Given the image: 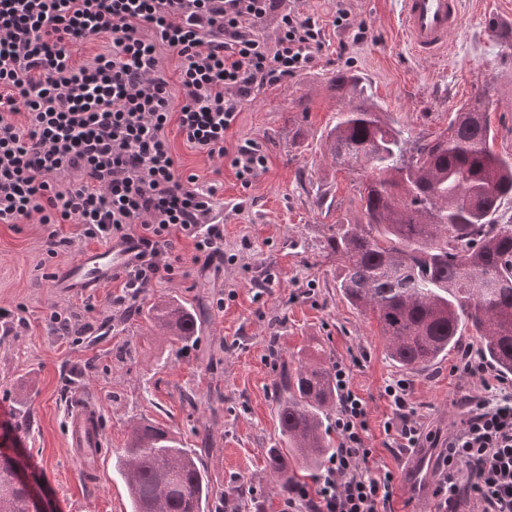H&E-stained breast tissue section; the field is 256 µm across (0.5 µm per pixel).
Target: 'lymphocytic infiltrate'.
<instances>
[{
    "instance_id": "lymphocytic-infiltrate-1",
    "label": "lymphocytic infiltrate",
    "mask_w": 512,
    "mask_h": 512,
    "mask_svg": "<svg viewBox=\"0 0 512 512\" xmlns=\"http://www.w3.org/2000/svg\"><path fill=\"white\" fill-rule=\"evenodd\" d=\"M284 0H0V223L37 221L57 256L82 237L127 246L115 305L135 312L148 288L172 280L176 243L190 240L194 262L224 268V227L214 223L217 188L184 175L166 135L228 160L242 187L266 172L262 145L227 148L226 133L265 87L297 77L317 61L320 17ZM273 34H262L268 18ZM106 38L105 52L75 49ZM179 67L181 97L167 79ZM408 382L389 381L393 410L383 428L396 454L424 446ZM462 396L459 423L436 459L435 512H512V392L486 385ZM337 448L314 487L292 488L283 512H397L401 489L368 433L365 400L349 369L336 367Z\"/></svg>"
}]
</instances>
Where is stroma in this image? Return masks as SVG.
Wrapping results in <instances>:
<instances>
[{
	"label": "stroma",
	"mask_w": 512,
	"mask_h": 512,
	"mask_svg": "<svg viewBox=\"0 0 512 512\" xmlns=\"http://www.w3.org/2000/svg\"><path fill=\"white\" fill-rule=\"evenodd\" d=\"M367 27H330L316 65L262 89L245 105L227 145L260 142L268 169L242 187L234 169L188 148L169 126L167 135L184 173L221 185L224 270L200 274L188 242L178 245L181 270L158 283L142 303L175 295L191 304L198 333L170 344L151 332L143 313L113 305L120 283L106 280L95 293L55 288L51 275L96 240H79L47 257L41 225L0 224V450L20 452L47 491L49 512H130L115 467L134 423H150L193 449L211 478V512H223L240 485L257 498L245 512H280L283 497L267 466L280 440L274 416L276 362L322 346L327 360L351 369L355 390L369 410L370 440L383 463L401 470L383 423L392 410L383 396L390 379L412 382L410 402L425 432L446 441L459 418L457 399L481 395L459 366L473 346L433 366L403 373L388 357L376 320L340 296L341 271L323 250L327 228L361 220L359 175L337 170L325 154V136L339 102L340 72L361 77L367 92L411 136L428 137L478 92H486L493 149L512 156V32L497 31L512 15V0H463L449 57L414 58L399 35L398 0H350ZM265 282L255 297L253 282ZM68 317L65 336L52 313ZM92 400L100 411L110 456L81 457L70 447L66 419Z\"/></svg>",
	"instance_id": "obj_1"
}]
</instances>
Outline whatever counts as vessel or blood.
<instances>
[{"instance_id": "1", "label": "vessel or blood", "mask_w": 512, "mask_h": 512, "mask_svg": "<svg viewBox=\"0 0 512 512\" xmlns=\"http://www.w3.org/2000/svg\"><path fill=\"white\" fill-rule=\"evenodd\" d=\"M399 4L401 33L409 49L422 58L446 55L449 37L460 24L462 0H399ZM127 258L120 246L85 251L57 272L55 284L68 292H92ZM66 431L72 447L99 451L104 446L100 413L93 404H83L68 416ZM407 470L418 495L428 496L432 483L425 462L412 458Z\"/></svg>"}]
</instances>
